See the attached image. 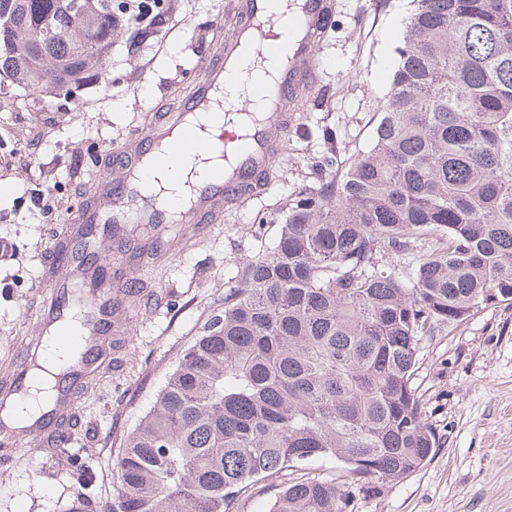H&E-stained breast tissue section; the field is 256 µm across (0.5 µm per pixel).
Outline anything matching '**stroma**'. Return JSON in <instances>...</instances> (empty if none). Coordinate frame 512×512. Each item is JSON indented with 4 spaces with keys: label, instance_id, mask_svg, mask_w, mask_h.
Listing matches in <instances>:
<instances>
[{
    "label": "stroma",
    "instance_id": "stroma-1",
    "mask_svg": "<svg viewBox=\"0 0 512 512\" xmlns=\"http://www.w3.org/2000/svg\"><path fill=\"white\" fill-rule=\"evenodd\" d=\"M164 2L158 33L134 55L114 42L106 80L81 99L0 88V237L14 244L11 259L0 260V371L41 333L43 261L100 176L106 147L146 126L164 104L163 87L195 83L197 57L210 50L227 0ZM411 9L410 0H338L319 53L324 97L297 113L266 193L225 212L223 223L170 225L158 258L125 259L128 319L102 372L85 384L68 450L45 456L36 438L0 447V512H69L75 485L63 471L71 456L92 475L85 496L111 501L123 438L245 263L275 245L283 204L316 183L322 157L342 167L371 147ZM414 385L438 448L402 479L369 478L350 512H512V303L479 308L423 342ZM292 476L245 488L237 512H268Z\"/></svg>",
    "mask_w": 512,
    "mask_h": 512
}]
</instances>
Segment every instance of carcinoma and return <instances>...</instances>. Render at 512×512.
<instances>
[{"label": "carcinoma", "mask_w": 512, "mask_h": 512, "mask_svg": "<svg viewBox=\"0 0 512 512\" xmlns=\"http://www.w3.org/2000/svg\"><path fill=\"white\" fill-rule=\"evenodd\" d=\"M0 0V80L70 97L162 23L151 0ZM53 30L45 40V22ZM374 144L286 208L112 461L106 512H234L259 480L331 458L392 481L439 446L422 342L512 300V0H416ZM435 236L406 274L383 260ZM325 476L269 512H347Z\"/></svg>", "instance_id": "carcinoma-1"}]
</instances>
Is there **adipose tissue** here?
I'll return each instance as SVG.
<instances>
[{"mask_svg": "<svg viewBox=\"0 0 512 512\" xmlns=\"http://www.w3.org/2000/svg\"><path fill=\"white\" fill-rule=\"evenodd\" d=\"M276 61L268 60L259 64L244 61L235 76L224 88V101L227 108H234L242 97H250L254 102V113H261L264 100L259 93L276 72ZM218 163L211 155L199 154L176 161L171 165L152 166L144 179L145 184L156 191H164L175 206H184L189 198V186L199 176L215 175Z\"/></svg>", "mask_w": 512, "mask_h": 512, "instance_id": "obj_1", "label": "adipose tissue"}]
</instances>
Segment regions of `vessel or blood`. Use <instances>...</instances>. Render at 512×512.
Returning <instances> with one entry per match:
<instances>
[{
    "label": "vessel or blood",
    "instance_id": "obj_1",
    "mask_svg": "<svg viewBox=\"0 0 512 512\" xmlns=\"http://www.w3.org/2000/svg\"><path fill=\"white\" fill-rule=\"evenodd\" d=\"M229 9L235 21L215 51L198 58L196 87L180 98L177 111L156 115L146 129L133 131L110 148L111 164L124 173V181L114 183L108 173L97 179L72 212L53 262L44 270L49 305L45 322L79 360L71 376L55 384L47 414L30 430L40 441H48L64 417L78 412V389L104 357L95 341L111 335L113 313L121 304L112 291L129 285L124 276L113 275L111 264L84 265L79 242L108 225L107 246L119 257L126 250L121 233L125 224L222 223L225 207L245 205L268 190L288 144L293 114L302 109L306 91L317 81V52L333 19V0H229ZM248 54L279 61L272 85L263 90L264 114L253 117L236 142L220 133L198 136L192 119L223 111L217 95ZM200 150L223 157L224 173L192 185L183 209L172 210L161 195L144 190L147 162L172 161ZM27 395L25 374L0 377L1 399L17 401Z\"/></svg>",
    "mask_w": 512,
    "mask_h": 512
}]
</instances>
